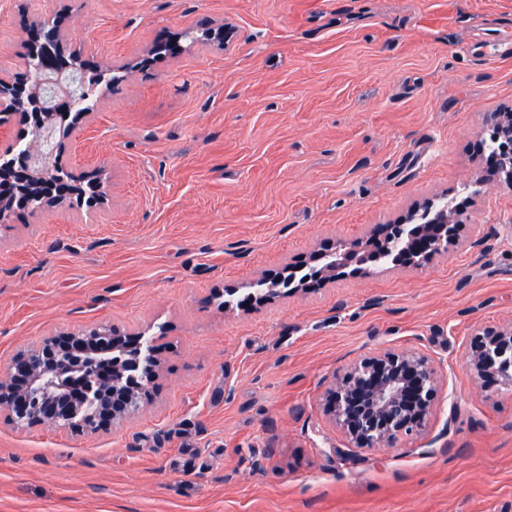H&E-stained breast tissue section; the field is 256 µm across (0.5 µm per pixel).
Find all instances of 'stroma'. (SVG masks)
<instances>
[{
	"instance_id": "stroma-1",
	"label": "stroma",
	"mask_w": 512,
	"mask_h": 512,
	"mask_svg": "<svg viewBox=\"0 0 512 512\" xmlns=\"http://www.w3.org/2000/svg\"><path fill=\"white\" fill-rule=\"evenodd\" d=\"M57 19L109 77L60 161L109 191L0 223V374L98 325L158 335L162 365L107 428L1 412L0 512H512V390L464 364L473 335L512 324V189L481 155L512 56L477 53L512 38V0H0V70ZM428 201L467 220L423 266L225 309V289ZM386 349L435 360L436 408L424 435L362 452L323 395Z\"/></svg>"
}]
</instances>
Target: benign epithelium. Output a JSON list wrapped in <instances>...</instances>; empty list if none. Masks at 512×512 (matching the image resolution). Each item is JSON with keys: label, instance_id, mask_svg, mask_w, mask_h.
Returning a JSON list of instances; mask_svg holds the SVG:
<instances>
[{"label": "benign epithelium", "instance_id": "obj_1", "mask_svg": "<svg viewBox=\"0 0 512 512\" xmlns=\"http://www.w3.org/2000/svg\"><path fill=\"white\" fill-rule=\"evenodd\" d=\"M31 46L28 58L36 62L38 80L28 84L15 76L0 72V106L11 112L32 115L42 122L40 137L19 151L20 158L0 170V223L5 224L15 214V207L39 212L71 204V186L80 178L57 168L54 183L60 193H44L43 182L48 179L49 165L60 144L56 142L55 119L65 122L75 115L82 119L92 116L90 108H77L67 81L66 71H90L85 60L65 54L60 28L46 32L38 26H28ZM46 91L54 113L41 120L35 110L34 96ZM482 123L498 128L512 140V112H487ZM492 175L505 176L512 186V145L490 155L487 165ZM464 212L460 209L443 217L441 224H379L369 238L338 240L330 255L336 257L334 270L356 265L355 271L367 274L362 265L372 260L368 243H401L397 263L418 266L435 254L446 250L455 241L462 225ZM101 346L123 355L147 353L150 365H138L141 384L134 389L117 387L119 369L112 368V378L102 376L93 361L83 367L85 389L74 403L66 395L44 397L42 393L55 386L56 377L70 368L72 354L89 352ZM160 348L156 342L139 334L122 336L110 333L70 334L50 337L39 347L18 354L7 375L0 377V409L9 412L8 420L16 425L48 424L69 428L74 432L97 430L116 419H124L138 401L147 398L148 385L157 376ZM466 367L473 379L483 387L512 389V325L490 328L476 334L465 348ZM439 370L434 360L419 350H384L351 367L326 391L325 410L348 443L361 451L393 448L402 437L420 436L435 411L438 395ZM95 406L92 421L77 422V411L87 404Z\"/></svg>", "mask_w": 512, "mask_h": 512}]
</instances>
